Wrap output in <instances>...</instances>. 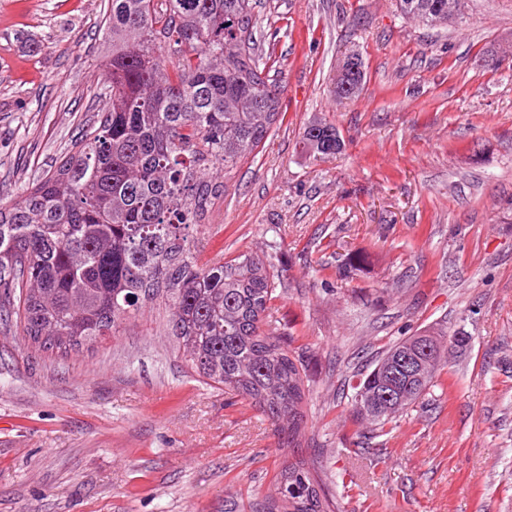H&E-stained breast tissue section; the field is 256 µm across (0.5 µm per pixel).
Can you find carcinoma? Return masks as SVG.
<instances>
[{
    "label": "carcinoma",
    "mask_w": 512,
    "mask_h": 512,
    "mask_svg": "<svg viewBox=\"0 0 512 512\" xmlns=\"http://www.w3.org/2000/svg\"><path fill=\"white\" fill-rule=\"evenodd\" d=\"M430 27L463 21L468 0H396ZM261 0H108L105 99L89 130L8 207L0 206V318L27 341L68 353L120 331L162 300L172 335L202 381L259 408L288 445L305 431L306 365L263 329L276 290L271 264L241 254L202 264L190 235L280 120L273 53L261 48ZM336 97L363 89L346 59ZM299 145L334 156L343 142L317 121ZM224 166V181L208 179ZM446 333L426 329L390 346L353 386L350 417L386 434L448 362ZM279 497L252 512H332L317 470L296 459L276 475Z\"/></svg>",
    "instance_id": "cac0c4a2"
}]
</instances>
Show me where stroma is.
<instances>
[{"mask_svg": "<svg viewBox=\"0 0 512 512\" xmlns=\"http://www.w3.org/2000/svg\"><path fill=\"white\" fill-rule=\"evenodd\" d=\"M105 0H0V204L80 137L106 81ZM283 119L206 219L203 259L270 258L265 320L309 377L305 438L282 446L248 401L199 382L161 302L61 355L0 323V512H251L294 457L337 512H512V0L431 29L395 0H270ZM358 55L364 86L331 81ZM336 125L341 155L298 141ZM360 269H345L348 258ZM465 329L421 405L357 444L345 380L397 339Z\"/></svg>", "mask_w": 512, "mask_h": 512, "instance_id": "1", "label": "stroma"}]
</instances>
